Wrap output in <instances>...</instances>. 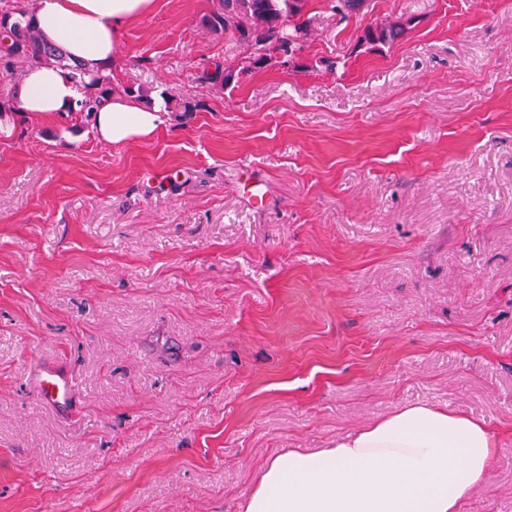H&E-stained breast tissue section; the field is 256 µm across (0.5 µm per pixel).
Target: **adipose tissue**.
<instances>
[{
  "label": "adipose tissue",
  "instance_id": "1",
  "mask_svg": "<svg viewBox=\"0 0 512 512\" xmlns=\"http://www.w3.org/2000/svg\"><path fill=\"white\" fill-rule=\"evenodd\" d=\"M154 0H37L42 36L90 71L107 72L122 30ZM79 94L53 66L26 69L19 99L26 116L46 120L75 107ZM165 122L160 105L113 96L95 116L97 140L143 141ZM497 448L488 426L461 412L410 404L316 452L271 458L242 512H461L486 479Z\"/></svg>",
  "mask_w": 512,
  "mask_h": 512
}]
</instances>
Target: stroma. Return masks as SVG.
<instances>
[{
	"label": "stroma",
	"mask_w": 512,
	"mask_h": 512,
	"mask_svg": "<svg viewBox=\"0 0 512 512\" xmlns=\"http://www.w3.org/2000/svg\"><path fill=\"white\" fill-rule=\"evenodd\" d=\"M217 6L155 0L111 69L187 118L0 136V512H240L277 453L417 401L485 420L462 512H512V0H311L298 67L222 91ZM57 359L67 419L30 387ZM405 27L406 25L401 22L365 26L359 36V42L370 45L388 44L401 37L406 31Z\"/></svg>",
	"instance_id": "obj_1"
}]
</instances>
